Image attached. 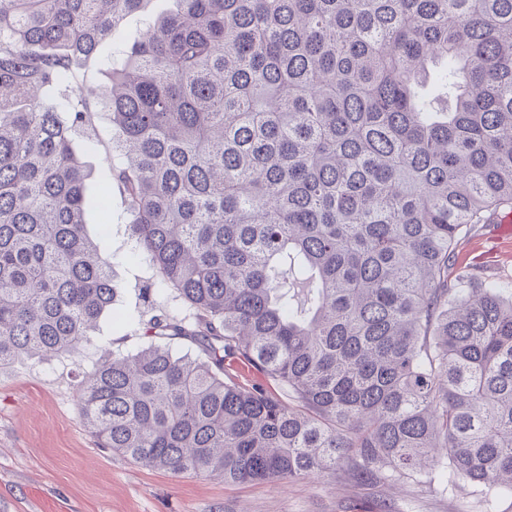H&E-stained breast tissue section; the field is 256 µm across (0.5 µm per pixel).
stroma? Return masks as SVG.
Returning <instances> with one entry per match:
<instances>
[{
  "mask_svg": "<svg viewBox=\"0 0 512 512\" xmlns=\"http://www.w3.org/2000/svg\"><path fill=\"white\" fill-rule=\"evenodd\" d=\"M109 113L94 116L89 134L99 143L86 162L90 180L112 179ZM482 224L463 242L457 265L512 279V233ZM86 232L105 253L117 256L112 269L114 308L135 317L115 325L104 314L78 352L43 361L16 360L0 370V512H377L391 499L397 512H512V496L488 497L482 487L451 475L417 485L403 480L369 484L339 470L276 483L228 484L217 477L176 475L151 469L98 446L81 421L75 392L105 353L129 354L146 339L141 320L171 312L179 304L164 297L146 300L143 290L155 271L132 257L130 220L120 194L112 196V219L88 224Z\"/></svg>",
  "mask_w": 512,
  "mask_h": 512,
  "instance_id": "1",
  "label": "stroma"
}]
</instances>
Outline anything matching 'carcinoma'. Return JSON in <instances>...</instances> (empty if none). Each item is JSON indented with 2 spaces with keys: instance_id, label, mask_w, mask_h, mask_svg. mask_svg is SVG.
<instances>
[{
  "instance_id": "carcinoma-1",
  "label": "carcinoma",
  "mask_w": 512,
  "mask_h": 512,
  "mask_svg": "<svg viewBox=\"0 0 512 512\" xmlns=\"http://www.w3.org/2000/svg\"><path fill=\"white\" fill-rule=\"evenodd\" d=\"M141 3L0 0V370L112 311L118 258L86 226L116 189L146 295L189 314L80 384L101 447L226 483L512 494V281L450 275L512 213V0H172L115 43ZM99 110L114 185L92 193L73 140ZM81 77L86 87L95 94H99L104 88L107 80L103 72V65L99 56L91 58L81 71Z\"/></svg>"
}]
</instances>
